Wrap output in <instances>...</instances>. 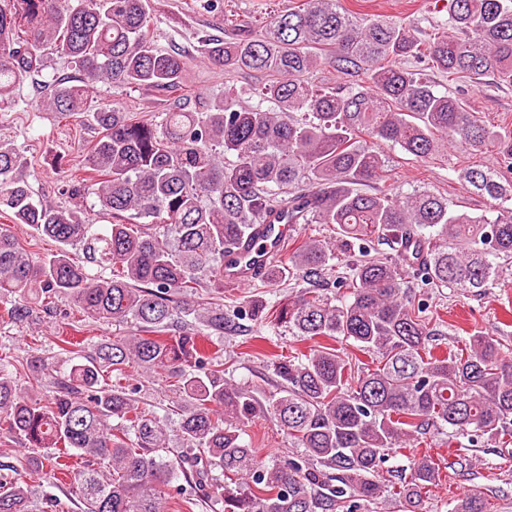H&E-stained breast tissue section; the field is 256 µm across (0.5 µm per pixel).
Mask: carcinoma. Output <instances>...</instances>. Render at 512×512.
I'll return each instance as SVG.
<instances>
[{
	"label": "carcinoma",
	"instance_id": "carcinoma-1",
	"mask_svg": "<svg viewBox=\"0 0 512 512\" xmlns=\"http://www.w3.org/2000/svg\"><path fill=\"white\" fill-rule=\"evenodd\" d=\"M448 2L447 30L427 39L385 19L362 24L341 0H302L258 31L200 37L213 67L268 77L259 95L275 109L246 108L233 88L206 110L179 107L158 121L99 105L90 116L101 135L86 170L63 183L73 199L96 192L112 218L102 230L77 206L36 199L21 155L0 139V207L59 244L35 260L0 230V303L9 321L37 307L47 312L64 296L89 318L134 324L92 353L66 350L61 371L32 356L24 387L18 368L0 358V431L36 451L26 459L34 469L59 448L81 452L90 462L74 475L82 512H167L177 476L220 512H366L394 490L382 465L406 438L431 427L473 443L512 434V359L481 332L434 354L430 321L404 281L408 266L419 288L483 293L500 286L512 263V132L483 124L403 65L414 58L450 76L512 83V0ZM151 23L149 0H0V105L43 76L48 46L83 75L79 85L56 75L38 83L63 116L85 111L101 81L186 91L185 57L156 48ZM323 64L354 82L315 88L308 75ZM374 141L420 160L450 142L475 155L496 149L497 165L468 167L460 178L497 216L473 217L425 190L367 191L387 178ZM272 218L327 224L333 239L288 237L292 252L280 274L307 287L271 315L253 303L251 320L351 343L375 363H362L357 379L339 349L319 345L274 359L275 389L266 392L225 378L221 357L201 347L205 337L224 336L229 319L224 304L193 298L206 283L224 289L227 249ZM157 224L166 236L153 232ZM401 237L403 252L377 251ZM76 248L98 275L70 257ZM333 260L341 268L334 280ZM332 285L346 293L328 298ZM128 368L172 384L185 447L170 446L165 420L140 406L136 385L105 378ZM262 417L280 424L301 453L258 464L243 434ZM13 469L0 473V512H45ZM439 481L431 456L414 457L398 493L405 512H419ZM450 512H488V502L468 493Z\"/></svg>",
	"mask_w": 512,
	"mask_h": 512
}]
</instances>
